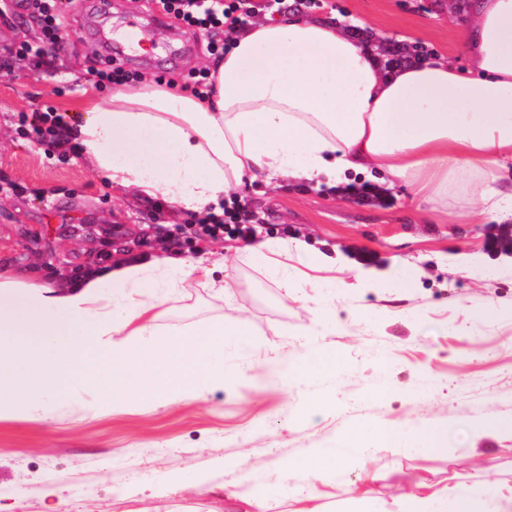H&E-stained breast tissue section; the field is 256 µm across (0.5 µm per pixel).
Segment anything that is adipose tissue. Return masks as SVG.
Masks as SVG:
<instances>
[{
	"mask_svg": "<svg viewBox=\"0 0 512 512\" xmlns=\"http://www.w3.org/2000/svg\"><path fill=\"white\" fill-rule=\"evenodd\" d=\"M464 13L462 69L444 55L383 69L345 30L297 11L254 21L213 63L208 96L164 84L118 86L88 102L64 141L78 145L112 189L159 195L183 211L221 214L225 192L246 180L332 187L378 173L430 205L469 187L484 213L512 217V0H468ZM223 270V260L176 253L117 261L55 287L0 270V420L49 421L72 383L94 392L107 412L203 400L223 388L217 356L225 342L241 341L243 325L221 320L163 338L155 324L174 279L214 286ZM385 443L442 453L448 425H357L339 444L282 465L264 488L304 481L293 512H319L316 482ZM493 498L512 502V488L488 499L459 485L416 489L401 512H489Z\"/></svg>",
	"mask_w": 512,
	"mask_h": 512,
	"instance_id": "ef3b65f1",
	"label": "adipose tissue"
}]
</instances>
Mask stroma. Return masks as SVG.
I'll list each match as a JSON object with an SVG mask.
<instances>
[{
  "instance_id": "obj_1",
  "label": "stroma",
  "mask_w": 512,
  "mask_h": 512,
  "mask_svg": "<svg viewBox=\"0 0 512 512\" xmlns=\"http://www.w3.org/2000/svg\"><path fill=\"white\" fill-rule=\"evenodd\" d=\"M111 2L94 15L89 0H63L66 35L56 54L40 59L11 53L23 41L41 44L34 17L0 15V268L26 269L35 284L57 286L80 279L92 253L103 266L173 248L163 237L134 242L136 225L185 224L188 237L175 248L223 256L229 292L178 282L158 329L240 318L246 345L225 344L232 381L203 400L107 413L71 384L53 421H1L0 503L11 512H139L148 505L235 512V502L213 495V487L259 495V474L301 461L357 423L445 421L448 451L375 448L347 473L317 482L321 512H353L364 488L378 512H400L419 478L434 491L512 486V436L477 433L485 419L512 420V262L487 252L486 227L471 216L473 193L450 197L442 214L417 209L410 188L378 180L320 190L293 181L247 184L230 198L250 215L248 237L213 239L197 214L115 192L77 147L40 144L22 120L48 106L75 119L87 96L111 93L93 71L131 27L146 33L122 57L138 81L183 86L212 57L203 34L172 18L157 23L151 0ZM306 11L337 13L352 37L375 44L384 65L395 44L465 59L464 19L449 12L448 0H315ZM267 236L304 241L336 264L313 271L306 254L289 251L288 267L302 277L283 293L263 258L245 249ZM396 268L414 288L355 280L366 269ZM314 341L336 358L318 399L291 368ZM51 479L61 490L48 498Z\"/></svg>"
}]
</instances>
